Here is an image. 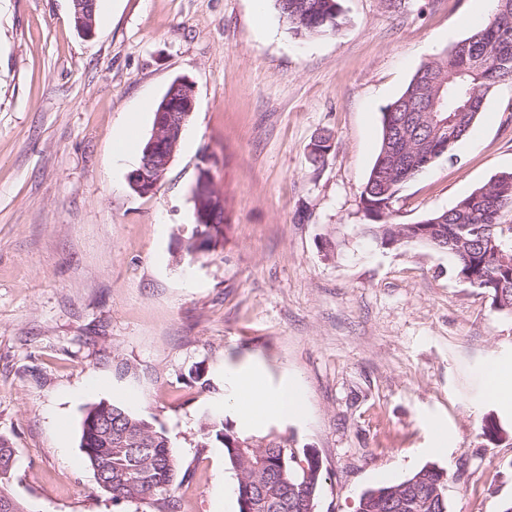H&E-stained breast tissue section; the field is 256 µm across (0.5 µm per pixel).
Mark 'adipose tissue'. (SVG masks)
Here are the masks:
<instances>
[{
	"mask_svg": "<svg viewBox=\"0 0 512 512\" xmlns=\"http://www.w3.org/2000/svg\"><path fill=\"white\" fill-rule=\"evenodd\" d=\"M234 404L246 416L263 420L271 415L281 417L296 413L301 404L294 387L283 386L268 390L252 381L251 374L238 372L232 376Z\"/></svg>",
	"mask_w": 512,
	"mask_h": 512,
	"instance_id": "ef3b65f1",
	"label": "adipose tissue"
}]
</instances>
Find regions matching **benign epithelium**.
Returning a JSON list of instances; mask_svg holds the SVG:
<instances>
[{"label": "benign epithelium", "mask_w": 512, "mask_h": 512, "mask_svg": "<svg viewBox=\"0 0 512 512\" xmlns=\"http://www.w3.org/2000/svg\"><path fill=\"white\" fill-rule=\"evenodd\" d=\"M179 84L185 86L187 96L169 94L161 111L157 113L154 128L151 131L145 157L141 164L138 194L149 195L155 191L170 167L178 144L187 123L196 106L195 90L191 82L183 77ZM193 197L197 203L196 223L206 224L210 215L224 210V198L216 192L208 170L202 168L193 188Z\"/></svg>", "instance_id": "7a95c632"}]
</instances>
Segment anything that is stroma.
Returning <instances> with one entry per match:
<instances>
[{"label":"stroma","instance_id":"obj_1","mask_svg":"<svg viewBox=\"0 0 512 512\" xmlns=\"http://www.w3.org/2000/svg\"><path fill=\"white\" fill-rule=\"evenodd\" d=\"M348 23L300 39L272 0H108L92 37L72 0H9L0 17V436L16 450L26 512H158L114 506L82 458L87 408L122 401L162 428L184 485L179 512H224L237 485L203 412L240 435L319 454L317 512L426 464L448 475L449 512L512 503V315L460 282L447 253L385 249L359 232L360 194L386 107L415 71L479 29L476 0H342ZM196 107L164 179L144 196L112 160L114 129L151 132L175 77ZM332 147L308 159L321 134ZM453 159L410 182L396 222L452 208L512 171V83L491 94ZM208 164L224 238L181 249ZM293 384L302 411L246 425L230 372ZM208 380L210 389L200 387ZM508 436L489 446L485 414Z\"/></svg>","mask_w":512,"mask_h":512}]
</instances>
